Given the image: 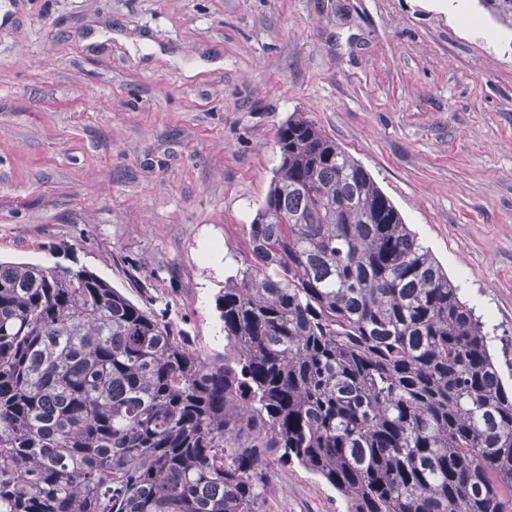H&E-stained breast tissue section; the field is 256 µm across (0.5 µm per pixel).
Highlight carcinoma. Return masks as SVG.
I'll use <instances>...</instances> for the list:
<instances>
[{
	"label": "carcinoma",
	"mask_w": 512,
	"mask_h": 512,
	"mask_svg": "<svg viewBox=\"0 0 512 512\" xmlns=\"http://www.w3.org/2000/svg\"><path fill=\"white\" fill-rule=\"evenodd\" d=\"M276 145L213 361L82 266L0 263V512H264L278 452L346 512H512L481 316L316 121Z\"/></svg>",
	"instance_id": "cac0c4a2"
}]
</instances>
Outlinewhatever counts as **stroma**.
<instances>
[{"mask_svg": "<svg viewBox=\"0 0 512 512\" xmlns=\"http://www.w3.org/2000/svg\"><path fill=\"white\" fill-rule=\"evenodd\" d=\"M314 119L512 337V30L478 0H0V262L78 263L201 353ZM265 512H344L295 462Z\"/></svg>", "mask_w": 512, "mask_h": 512, "instance_id": "35a3bbf8", "label": "stroma"}]
</instances>
